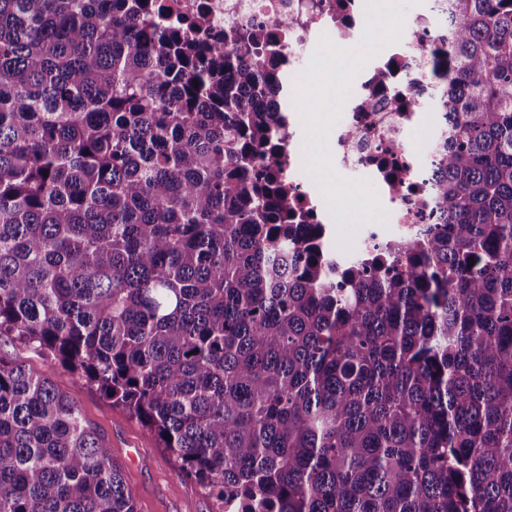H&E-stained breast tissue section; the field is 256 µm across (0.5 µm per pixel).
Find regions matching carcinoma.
Masks as SVG:
<instances>
[{
    "label": "carcinoma",
    "mask_w": 512,
    "mask_h": 512,
    "mask_svg": "<svg viewBox=\"0 0 512 512\" xmlns=\"http://www.w3.org/2000/svg\"><path fill=\"white\" fill-rule=\"evenodd\" d=\"M161 17L0 0V335L233 512H512V0L429 19L441 224L341 276L278 180L271 28ZM0 512H137L77 405L1 361Z\"/></svg>",
    "instance_id": "obj_1"
}]
</instances>
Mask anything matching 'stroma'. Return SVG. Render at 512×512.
Listing matches in <instances>:
<instances>
[{
    "label": "stroma",
    "mask_w": 512,
    "mask_h": 512,
    "mask_svg": "<svg viewBox=\"0 0 512 512\" xmlns=\"http://www.w3.org/2000/svg\"><path fill=\"white\" fill-rule=\"evenodd\" d=\"M376 42L363 36L350 39L331 58L348 79H356L376 53ZM326 69L308 70L305 85L308 97L301 105V130L307 138L312 163L319 179L333 183L340 175L330 164V145L324 138L341 107L328 103ZM0 359L24 366L50 378L54 387L71 398L84 421L108 444L113 459L135 494L138 512H220L219 503L193 479L184 476L173 457L148 435L140 422L120 407L112 405L98 389L67 365L53 360L30 343L12 336H0Z\"/></svg>",
    "instance_id": "obj_1"
}]
</instances>
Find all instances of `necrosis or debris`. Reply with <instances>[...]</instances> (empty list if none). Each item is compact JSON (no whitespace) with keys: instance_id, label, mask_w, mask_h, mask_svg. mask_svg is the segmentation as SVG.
I'll return each instance as SVG.
<instances>
[{"instance_id":"1","label":"necrosis or debris","mask_w":512,"mask_h":512,"mask_svg":"<svg viewBox=\"0 0 512 512\" xmlns=\"http://www.w3.org/2000/svg\"><path fill=\"white\" fill-rule=\"evenodd\" d=\"M169 21L180 23L189 32L223 42L225 28H240L272 20H284L276 34L287 51L288 147L283 155L280 177L296 206L312 212L316 223H331L339 204L355 189L370 186L376 217L360 225L357 247L347 252L332 251L337 269L359 265L381 255L400 242L428 239L436 226L431 205L430 179L433 153L430 145L435 131L422 108L429 91L427 60L433 28L413 31L395 21L379 32L380 50L371 69L360 81L347 82L331 74L330 94L338 96L341 113L334 127L327 130L331 140L330 162L344 172L345 180L328 194L320 193L315 177L299 179L305 165V141L298 133L301 122L298 101L304 95L300 59L325 65L326 53L344 27L362 33L377 13V0H350L345 24H338L331 6L334 0H160ZM395 62L388 85L377 96V109L358 111L375 71ZM357 140H350V131Z\"/></svg>"}]
</instances>
